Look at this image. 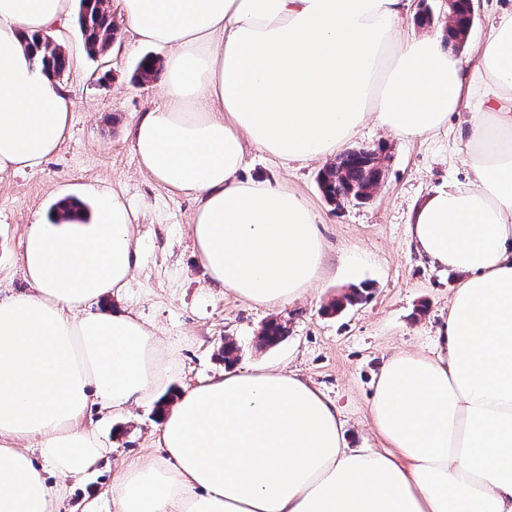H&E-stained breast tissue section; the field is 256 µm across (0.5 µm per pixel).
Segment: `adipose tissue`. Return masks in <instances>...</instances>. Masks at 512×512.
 <instances>
[{"label": "adipose tissue", "mask_w": 512, "mask_h": 512, "mask_svg": "<svg viewBox=\"0 0 512 512\" xmlns=\"http://www.w3.org/2000/svg\"><path fill=\"white\" fill-rule=\"evenodd\" d=\"M72 0H0V172L36 171L69 133L72 100L27 36L58 39ZM409 0H121L134 43L163 48L162 101L130 137L141 171L194 199L190 233L212 284L281 310L319 279L317 215L294 190L239 176L248 149L319 160L367 121L403 138L438 131L477 99L472 181L416 207L422 256L458 277L429 355L400 351L376 378L383 448L348 449L336 407L297 373L225 371L162 410V454L118 477V512H512V6L471 67ZM77 218L36 212L27 292L0 299V512H53L103 446L90 407L159 402V337L102 304L128 288L137 213L75 192ZM98 311H89V304Z\"/></svg>", "instance_id": "adipose-tissue-1"}]
</instances>
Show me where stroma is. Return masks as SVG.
<instances>
[{"instance_id":"stroma-1","label":"stroma","mask_w":512,"mask_h":512,"mask_svg":"<svg viewBox=\"0 0 512 512\" xmlns=\"http://www.w3.org/2000/svg\"><path fill=\"white\" fill-rule=\"evenodd\" d=\"M60 40L74 59L60 78L73 101L71 127L38 171L0 176V298L26 291L18 266L26 229L35 212L55 206L60 188L96 184L115 191L139 215L138 267L126 295L112 306L133 310L155 327L172 360L166 397L223 373L219 353L230 339L240 347L236 370L276 364L298 373L336 405L349 448L380 449L368 425L376 374L394 352H429L448 316L455 278L418 253L409 224L427 193L471 178L464 137L468 108L421 138L397 137L367 121L350 147L382 146L386 157L380 187L366 202L336 205L326 199L318 182L324 163H284L247 150L241 177L302 193L325 243L318 283L273 313L209 287L190 236L193 200L156 185L138 168L128 130L140 112L158 103L160 83L136 82L132 73L142 56L161 55V48H116L102 61L86 55L76 25L62 30ZM364 284L370 288L366 299L330 312L331 303ZM273 318L287 323L288 336L275 347H260V330ZM89 418L106 453L83 480H66L57 512H116L119 474L157 454L150 438L155 409L135 406L123 418L94 410Z\"/></svg>"}]
</instances>
